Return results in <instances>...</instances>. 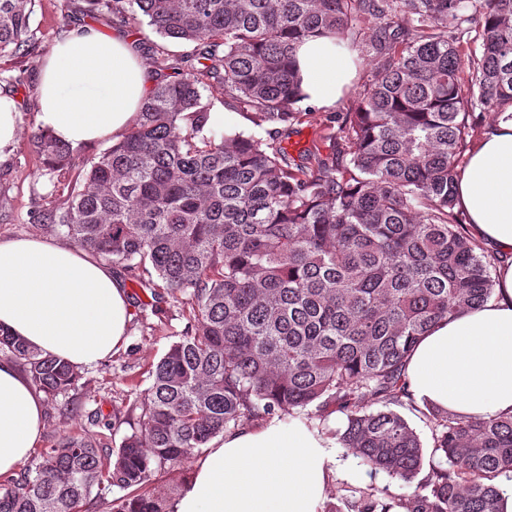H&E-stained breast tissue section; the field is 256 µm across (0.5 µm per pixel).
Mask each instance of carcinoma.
<instances>
[{"label":"carcinoma","mask_w":512,"mask_h":512,"mask_svg":"<svg viewBox=\"0 0 512 512\" xmlns=\"http://www.w3.org/2000/svg\"><path fill=\"white\" fill-rule=\"evenodd\" d=\"M109 22L143 20L193 45L179 71L142 101L125 137L88 161L62 207L36 220L114 264L140 268V288L168 289L185 328L128 410L117 448L69 436L0 487V512H84L117 488L112 512H170L176 488L139 492L183 468L211 441L310 405L370 471L405 484L393 495L349 486L319 512H502L512 482V414L419 408L408 358L439 323L489 302L495 260L461 232L455 182L465 115L512 108V0H89ZM35 0H0V57L37 41ZM378 57L341 128V160L314 148L306 164L280 138L303 101L299 44L341 45L354 13ZM478 28L460 50L454 24ZM471 85L463 89L464 75ZM241 111L266 137L214 133L213 103ZM33 143L57 183L74 148L41 131ZM0 353L23 364L54 403L78 368L0 331ZM431 428L429 462L395 407Z\"/></svg>","instance_id":"obj_1"}]
</instances>
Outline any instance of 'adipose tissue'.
Listing matches in <instances>:
<instances>
[{
    "instance_id": "1",
    "label": "adipose tissue",
    "mask_w": 512,
    "mask_h": 512,
    "mask_svg": "<svg viewBox=\"0 0 512 512\" xmlns=\"http://www.w3.org/2000/svg\"><path fill=\"white\" fill-rule=\"evenodd\" d=\"M309 104L332 108L349 82L343 49L327 38L296 53ZM152 87L124 33L84 24L40 63L41 129L75 147L120 141ZM457 205L500 263L496 297L424 336L407 364L409 389L463 416L512 414V120L498 118L468 153ZM128 293L86 250L44 238L0 241V329L77 367L100 364L125 343ZM45 427L42 395L0 356V478L34 455ZM331 439L302 422L271 420L213 442L170 512H318L332 482Z\"/></svg>"
}]
</instances>
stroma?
I'll use <instances>...</instances> for the list:
<instances>
[{"label":"stroma","mask_w":512,"mask_h":512,"mask_svg":"<svg viewBox=\"0 0 512 512\" xmlns=\"http://www.w3.org/2000/svg\"><path fill=\"white\" fill-rule=\"evenodd\" d=\"M86 0H36L31 16L39 47L22 59L0 57V89L11 91L20 99L21 135L0 161V240L40 237L62 240L60 232L34 222V213L62 206L69 188L53 183L42 158L32 142L38 130L39 62L51 47L74 27L90 23ZM141 50L150 72H157L161 56L190 54L191 45L161 38L147 24L130 31ZM345 52L355 75L336 105L318 109L299 103V122L283 136L282 144L294 158H301L306 148L319 147L321 153L332 151L331 136L339 132L346 112L351 111L354 95L369 83L372 66L364 36L352 35L345 42ZM114 274L128 290L132 320L126 344L98 366L85 368L77 384L60 395L56 405L46 406V428L42 448H50L67 436H82L99 447H118L130 427L125 418L128 409L150 386L149 374L169 346L177 341L188 321L187 310L167 294L142 291L134 272L113 265ZM336 477L327 495L337 502L347 486L373 484L402 494L406 485L386 474L371 473L348 449L335 447Z\"/></svg>","instance_id":"obj_1"}]
</instances>
